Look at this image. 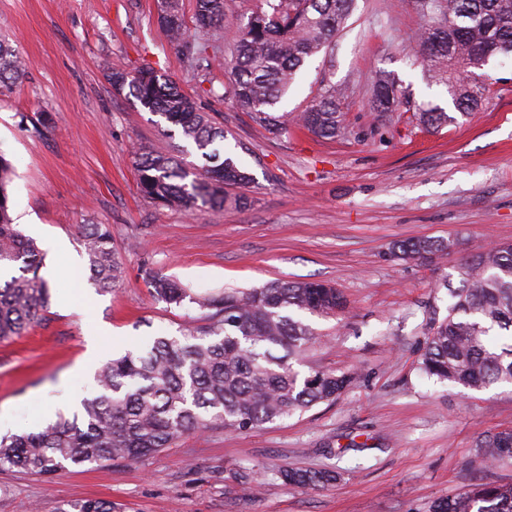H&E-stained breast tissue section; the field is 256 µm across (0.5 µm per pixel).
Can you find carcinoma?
<instances>
[{
	"label": "carcinoma",
	"instance_id": "1",
	"mask_svg": "<svg viewBox=\"0 0 512 512\" xmlns=\"http://www.w3.org/2000/svg\"><path fill=\"white\" fill-rule=\"evenodd\" d=\"M356 0H259L242 25L224 95L272 134L288 128L278 105L307 61L327 49L351 17ZM160 24L190 62L206 59V47L192 36L180 0H157ZM421 28L414 57L426 64L432 82L447 89L453 112L426 103L420 121L438 128L468 118L484 101L485 66L512 56V0H416ZM199 31L215 32L238 23L231 0H196ZM25 75L15 49L0 39V90ZM109 84L128 91L141 107L177 127L200 152L195 168L171 155L138 150L135 163L143 196L169 208L245 209L244 194L227 189L254 181L229 151L224 127L201 111L176 82L146 67L135 72L109 69ZM347 89L327 83L297 115V122L326 139L347 134L342 102ZM409 104L405 91L388 76L373 82L369 110L378 116ZM13 164L0 154V340L24 335L50 304L48 282L40 274L44 252L13 223L8 188ZM83 246L89 282L99 293L120 287L126 268L112 246L107 224H87ZM448 250L443 240L398 243L400 259L427 258ZM462 286L449 291L448 315L431 322L419 361L430 379L476 391L512 385V242H499L468 257L459 267ZM152 296L168 307L198 311L193 326L179 336H154L142 352L128 351L102 364L97 391L67 417L19 433L0 435V467L52 480L71 467L147 460L172 448L186 434L219 425L247 432L336 400L353 382L348 373L296 368L316 343L303 315L334 316L346 309L341 292L315 280L271 281L249 291L198 293L178 279L145 271ZM483 461L512 459V431L484 442ZM272 474L286 486L321 487L336 481L332 468L282 465ZM56 512H119L95 499L62 501ZM428 512H512V485L476 483L438 499Z\"/></svg>",
	"mask_w": 512,
	"mask_h": 512
}]
</instances>
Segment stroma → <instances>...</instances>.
Segmentation results:
<instances>
[{
    "label": "stroma",
    "mask_w": 512,
    "mask_h": 512,
    "mask_svg": "<svg viewBox=\"0 0 512 512\" xmlns=\"http://www.w3.org/2000/svg\"><path fill=\"white\" fill-rule=\"evenodd\" d=\"M419 28L414 0H357L335 44L308 64L283 104L297 112L320 81L346 85L349 134L326 140L297 126L271 134L233 106L224 70L190 64L169 42L156 0H0V35L29 65L0 94V154L14 166L11 215L40 245L65 248L41 323L0 342V434L31 428L66 402L79 410L97 390L81 371L89 343L102 363L188 325L189 310L151 297L148 268L198 291L275 280L334 285L347 308L310 317L322 338L300 370L354 376L335 401L244 433H191L143 462L86 465L50 482L0 469V512H54L82 499L125 512H427L473 483H512V464L474 463L487 435L512 429V387L443 386L419 369L463 258L512 241V58L487 66L480 112L432 131L415 108L446 104L447 94L410 57ZM146 66L223 125L226 148L255 178L250 207L171 210L141 195L133 144L200 160L164 117L106 79L112 67ZM382 72L412 105L389 121L367 106ZM36 112L51 114L49 133L24 128L23 116ZM84 224L112 230L127 270L115 292L96 293L83 277ZM412 238L454 246L428 260L393 256L396 242ZM285 464L333 467L340 476L323 488L271 477L255 494L236 478L244 467Z\"/></svg>",
    "instance_id": "stroma-1"
}]
</instances>
